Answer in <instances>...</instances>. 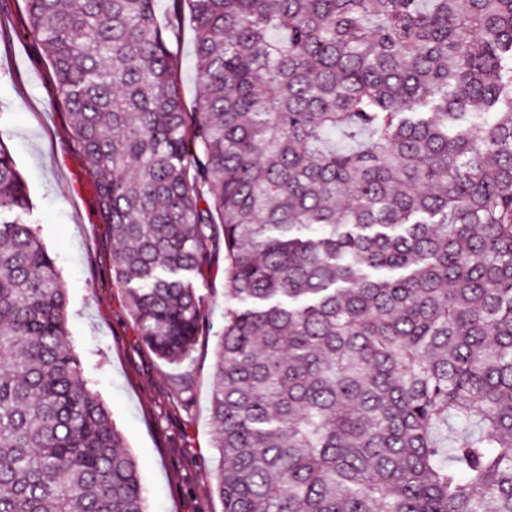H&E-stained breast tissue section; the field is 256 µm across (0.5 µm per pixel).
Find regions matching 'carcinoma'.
Returning <instances> with one entry per match:
<instances>
[{
  "label": "carcinoma",
  "instance_id": "1",
  "mask_svg": "<svg viewBox=\"0 0 512 512\" xmlns=\"http://www.w3.org/2000/svg\"><path fill=\"white\" fill-rule=\"evenodd\" d=\"M25 0L161 359L229 264L224 512H512V0ZM0 140V512H147ZM221 225L223 237L211 234ZM171 3L169 0L161 2L159 18L162 24L173 22L178 25L179 37L177 42L173 43L172 50L178 62L183 97L188 107H192L200 95L194 68L195 31L187 13H182L177 18L173 16Z\"/></svg>",
  "mask_w": 512,
  "mask_h": 512
}]
</instances>
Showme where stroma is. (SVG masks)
I'll list each match as a JSON object with an SVG mask.
<instances>
[{
  "mask_svg": "<svg viewBox=\"0 0 512 512\" xmlns=\"http://www.w3.org/2000/svg\"><path fill=\"white\" fill-rule=\"evenodd\" d=\"M161 23H175L172 50L187 105L200 94L195 31L163 0ZM24 0H0V138L13 154L33 204L38 234L61 273L68 330L85 378L140 465L150 512H224L214 480L210 398L224 328L227 264L216 253L194 285L203 297L199 336L179 364L143 343L112 271L116 243L97 206V182L56 96V75L25 32Z\"/></svg>",
  "mask_w": 512,
  "mask_h": 512,
  "instance_id": "35a3bbf8",
  "label": "stroma"
}]
</instances>
